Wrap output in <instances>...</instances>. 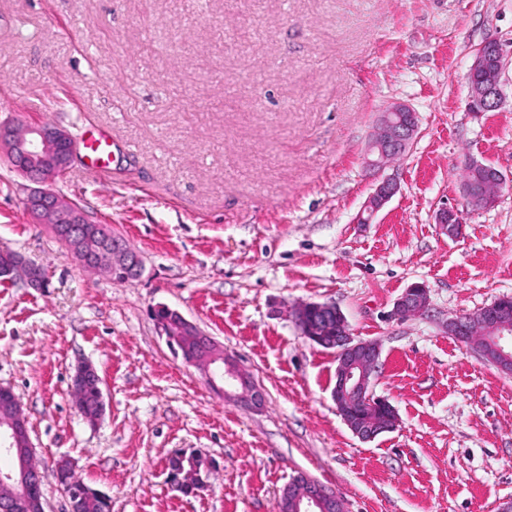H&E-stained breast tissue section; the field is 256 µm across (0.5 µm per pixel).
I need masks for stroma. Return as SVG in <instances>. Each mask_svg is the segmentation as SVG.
<instances>
[{
  "label": "stroma",
  "mask_w": 512,
  "mask_h": 512,
  "mask_svg": "<svg viewBox=\"0 0 512 512\" xmlns=\"http://www.w3.org/2000/svg\"><path fill=\"white\" fill-rule=\"evenodd\" d=\"M512 61V0H0V123H51L111 142L110 174L77 154L56 190L142 262L115 281L82 270L24 206L30 184L0 155V249L47 285L0 281V386L27 418L47 512L55 475L107 492L112 512H276L305 472L343 512H498L512 499V374L444 323L512 296V64L504 102L467 110L475 48ZM420 117L385 175L399 190L373 223L363 155L390 103ZM475 159L509 187L463 194ZM457 209L461 238L434 222ZM429 310L391 311L414 284ZM336 305L377 341L375 392L400 426L364 443L331 399L336 357L289 312ZM165 306L211 336L264 396H218L161 336ZM95 366L105 410L77 413L71 376ZM178 451L210 465L204 489L169 480ZM504 188L505 177L498 168H495L484 178L476 192H473L468 185H463V192L473 205L488 208L497 203ZM1 255L3 258L2 261ZM18 262L27 268L28 276L25 277L31 285L39 287L44 284L46 276L44 271L39 266L25 262L22 259V257L18 256L14 252L8 250L0 251V268H2V270L9 272L12 269V267Z\"/></svg>",
  "instance_id": "35a3bbf8"
}]
</instances>
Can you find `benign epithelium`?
<instances>
[{
	"mask_svg": "<svg viewBox=\"0 0 512 512\" xmlns=\"http://www.w3.org/2000/svg\"><path fill=\"white\" fill-rule=\"evenodd\" d=\"M505 52L495 39L482 42L474 52L467 79L470 88L468 105L472 112H492L503 104V74ZM482 78L474 80L475 74ZM419 135V116L410 106L397 102L379 113L364 155L365 167L380 172L391 160L403 154ZM0 150L24 179L34 184L25 206L37 222L56 233L63 229L69 241L68 251L79 267L91 269L87 258L108 253L112 256V275L140 271L137 256L125 251L117 237L105 224L92 220L72 201L61 198L54 190L56 181L70 169L76 145L71 134L58 126L29 125L19 131L0 125ZM505 188V177L499 169L488 174L477 191L463 186L464 195L475 206L492 207ZM398 183L389 177L376 181L373 191L357 215V223L369 224L398 192ZM435 223L451 238L462 235L463 223L458 213L441 207L435 214ZM20 263L28 270L27 281L36 287L44 284L46 276L37 265L25 262L16 253L0 251V269L8 272ZM427 290L414 284L401 294L394 304V315L400 319L423 315L428 311ZM301 335L324 349L336 353L335 383L332 400L337 413L352 434L363 442L392 432L399 426L395 408L389 401L376 395L375 373L380 364V346L370 340H356L341 311L331 303H303L290 312ZM480 321L484 333L494 336V342L485 344L471 339L470 324ZM448 335L471 345L478 357L501 371H512V318L506 310L490 304L468 316H456L445 324ZM198 351L188 354V363L204 367L211 383L222 382L219 392L241 389L240 403L249 409L263 403V395L249 377L239 372L224 356L211 337L196 332ZM88 379L101 383L97 370L90 364L75 368L73 383ZM0 405L10 418L0 423V455L15 461V465L0 471V486L8 494L0 497V512H46L42 493V476L33 463L28 422L21 403L13 391L0 387ZM288 495L279 499L278 512H342L336 494L304 472L293 476L286 487Z\"/></svg>",
	"mask_w": 512,
	"mask_h": 512,
	"instance_id": "7a95c632",
	"label": "benign epithelium"
}]
</instances>
